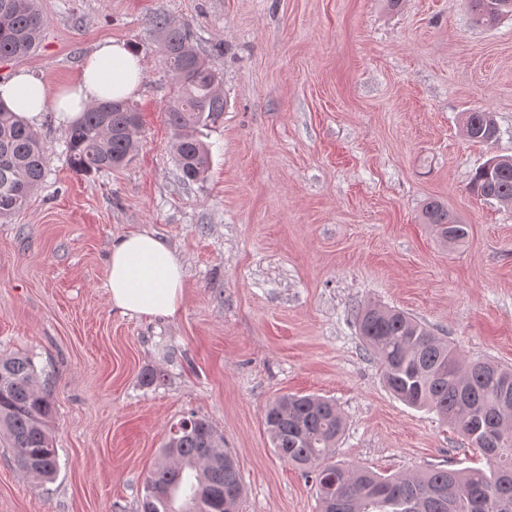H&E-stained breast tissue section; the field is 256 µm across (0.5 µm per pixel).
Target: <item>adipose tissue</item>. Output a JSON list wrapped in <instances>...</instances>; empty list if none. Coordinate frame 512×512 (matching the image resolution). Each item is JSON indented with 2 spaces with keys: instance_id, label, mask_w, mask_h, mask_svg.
<instances>
[{
  "instance_id": "ef3b65f1",
  "label": "adipose tissue",
  "mask_w": 512,
  "mask_h": 512,
  "mask_svg": "<svg viewBox=\"0 0 512 512\" xmlns=\"http://www.w3.org/2000/svg\"><path fill=\"white\" fill-rule=\"evenodd\" d=\"M142 56L126 42L97 43L72 83L49 89L26 70L0 81V105L26 124L39 126L54 111L70 124L90 106L106 99L127 98L140 87ZM183 266L175 252L147 232H131L113 240L107 262V288L113 305L140 316H176L184 297Z\"/></svg>"
}]
</instances>
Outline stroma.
Wrapping results in <instances>:
<instances>
[{"mask_svg":"<svg viewBox=\"0 0 512 512\" xmlns=\"http://www.w3.org/2000/svg\"><path fill=\"white\" fill-rule=\"evenodd\" d=\"M37 52L0 60L57 88L111 38L144 59L132 101L139 150L120 169L76 173L66 126L37 132L45 176L0 219V356L33 358L55 403L57 472L40 482L0 447V512H138L168 429L187 413L223 435L244 482L241 512H317L276 455L267 403L335 401L337 460L384 475L487 468L433 413L384 387L353 326L397 307L468 360L512 365V206L472 194L512 155V17L474 26L467 0H39ZM188 30L221 74L223 117L205 129V179L182 181L164 112L176 86L160 19ZM493 112L490 145L463 133ZM437 199L469 226L455 248L422 221ZM149 232L175 250V317L114 307L113 239ZM150 368L164 379L144 385Z\"/></svg>","mask_w":512,"mask_h":512,"instance_id":"obj_1","label":"stroma"}]
</instances>
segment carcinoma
Listing matches in <instances>:
<instances>
[{
	"label": "carcinoma",
	"mask_w": 512,
	"mask_h": 512,
	"mask_svg": "<svg viewBox=\"0 0 512 512\" xmlns=\"http://www.w3.org/2000/svg\"><path fill=\"white\" fill-rule=\"evenodd\" d=\"M469 0L472 21L493 28L512 15V0ZM47 23L38 0H0V60H23L35 52ZM166 60L178 86L166 108L182 179L197 181L209 168V149L200 129L224 114L219 73L187 34L166 19ZM469 139L486 144L491 112L466 113ZM141 113L129 101L97 103L68 128L69 165L90 175L127 165L138 151ZM473 175L470 192L512 203V157H491ZM45 171L34 129L0 105V218L27 206ZM445 244L463 242L468 225L438 200L422 211ZM356 327L378 361L386 388L411 408L432 411L453 425L468 445L489 460V470L429 468L385 476L333 460L344 432L336 403L309 394H282L265 408V423L279 457L297 467L316 488L318 512H512V406H502V383L512 385V367L490 360L469 361L402 310L375 303L358 309ZM54 401L41 387L33 359L0 358V439L17 464L39 480L57 470L53 438ZM243 482L224 437L205 417L190 412L172 424L161 454L144 481L141 512H239Z\"/></svg>",
	"instance_id": "cac0c4a2"
}]
</instances>
